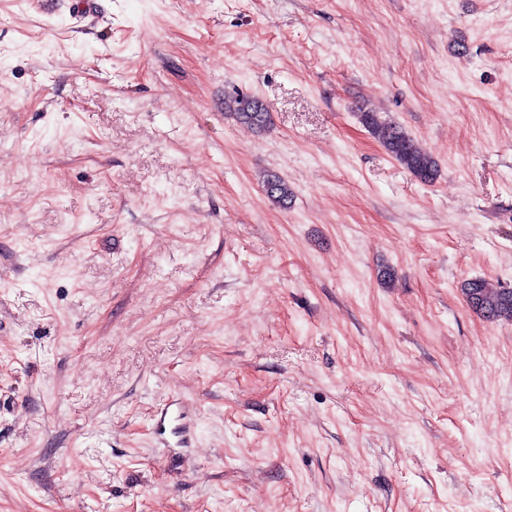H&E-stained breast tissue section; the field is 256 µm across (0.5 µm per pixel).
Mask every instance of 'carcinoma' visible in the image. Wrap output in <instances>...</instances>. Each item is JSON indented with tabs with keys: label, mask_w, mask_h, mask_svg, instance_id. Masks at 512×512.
Returning a JSON list of instances; mask_svg holds the SVG:
<instances>
[{
	"label": "carcinoma",
	"mask_w": 512,
	"mask_h": 512,
	"mask_svg": "<svg viewBox=\"0 0 512 512\" xmlns=\"http://www.w3.org/2000/svg\"><path fill=\"white\" fill-rule=\"evenodd\" d=\"M224 112L241 124L259 132L267 131L272 124V113L260 99L248 98L239 93L224 97ZM360 122L376 136L384 148L417 180L431 184L436 180L438 165L433 156L400 126L385 122L378 113H359ZM262 184L268 199L286 208L294 197L288 181L273 171H266ZM461 291L473 311L489 321H512V290L498 288L484 279L465 281Z\"/></svg>",
	"instance_id": "carcinoma-1"
}]
</instances>
